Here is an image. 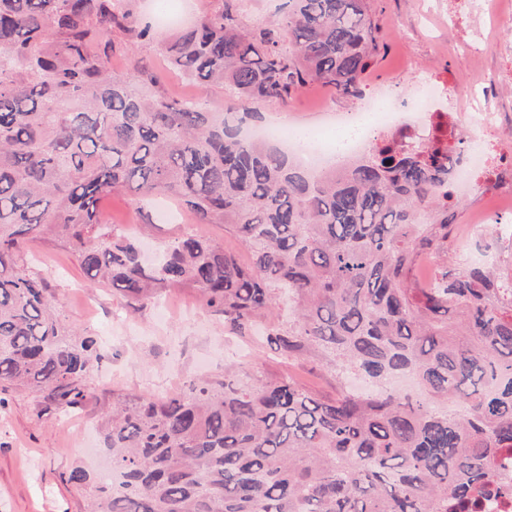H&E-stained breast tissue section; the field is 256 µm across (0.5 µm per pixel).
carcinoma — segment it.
<instances>
[{
	"label": "carcinoma",
	"mask_w": 512,
	"mask_h": 512,
	"mask_svg": "<svg viewBox=\"0 0 512 512\" xmlns=\"http://www.w3.org/2000/svg\"><path fill=\"white\" fill-rule=\"evenodd\" d=\"M132 2L0 0V393L73 408L101 359L25 264L30 243L50 241L134 310L193 288L232 330L265 323L285 355L418 385L324 401L226 369L160 401L118 395L104 445L120 482L94 485L93 512H460L498 481L497 449L512 448V275L448 266L465 199L446 155L374 144L314 174L241 137L256 105L311 83L359 93L378 53L369 0H284L281 18L252 26L241 0H214L160 45L197 85L194 104L144 79L136 58L112 68L114 34L133 48L155 38ZM212 87L226 111L208 107ZM121 192L174 197L196 223L231 231L248 261L200 228L144 264L99 219Z\"/></svg>",
	"instance_id": "obj_1"
}]
</instances>
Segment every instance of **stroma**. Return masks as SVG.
I'll return each instance as SVG.
<instances>
[{
	"instance_id": "obj_1",
	"label": "stroma",
	"mask_w": 512,
	"mask_h": 512,
	"mask_svg": "<svg viewBox=\"0 0 512 512\" xmlns=\"http://www.w3.org/2000/svg\"><path fill=\"white\" fill-rule=\"evenodd\" d=\"M381 43L371 79L388 80L399 90L411 84L403 65L433 68L463 79L471 56L448 22L449 0H370ZM350 105L349 97L313 84L287 104L297 128L308 129L324 106ZM161 204L171 221L143 223L127 193L107 197L104 223L117 232L141 238L144 246L163 251L172 239L196 228L192 215L171 197ZM30 272L43 277L66 327L95 340L103 357L87 379L86 396L73 409L46 407L28 391L11 390L0 398V512H89V489L71 483L81 468L101 479L108 458L99 424L117 395L163 397L186 391L203 375L273 374L291 379L325 399L335 398L338 383L326 361L316 357L286 359L267 346L262 325L249 335L225 332L224 321L202 304L196 291L173 287L140 310L129 309L111 289L88 283L74 256L39 242L25 252Z\"/></svg>"
}]
</instances>
